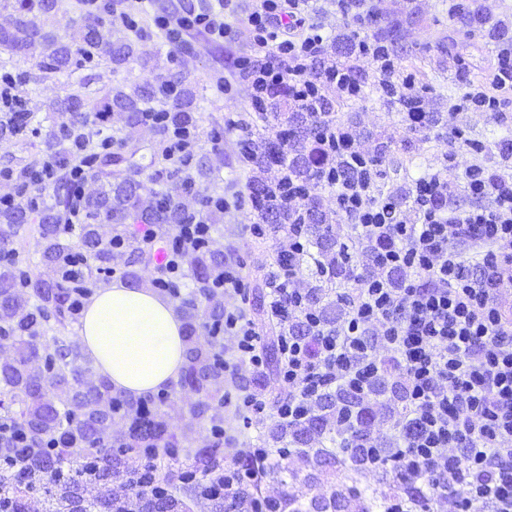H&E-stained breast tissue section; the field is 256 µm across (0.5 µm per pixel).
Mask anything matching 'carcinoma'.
<instances>
[{
    "label": "carcinoma",
    "mask_w": 512,
    "mask_h": 512,
    "mask_svg": "<svg viewBox=\"0 0 512 512\" xmlns=\"http://www.w3.org/2000/svg\"><path fill=\"white\" fill-rule=\"evenodd\" d=\"M50 0H14L9 25L0 27V69H12L13 58L31 57L39 68L65 77L62 96L56 110L68 120L65 130L72 136L84 127L89 117L107 122L115 108L130 109L122 116L128 125L141 121L142 113L151 112L141 90L131 93L111 90L88 91V82L79 76L84 64L96 56L106 57L118 69L138 55L134 39L112 41V27L97 19L81 27L79 41L63 44L55 40L38 41V14L49 9ZM454 12L466 25L481 30L492 44L512 42V30L480 11L467 0L455 4ZM375 38L396 51H404L403 22L392 19L377 29ZM340 65L355 69L353 43L344 33L336 36ZM192 93L187 89L170 109L164 111L165 126L158 129L163 137L174 131L198 127L201 117L191 108ZM336 99L323 97L318 110L296 108L281 117L279 112H253L249 123L257 131L250 155L252 213L257 223L266 224L273 233H288L289 226L301 229L307 251L296 259L286 250L276 252L270 262L261 265L255 285L256 318L267 333L262 348L264 369L254 373L251 383L265 389L270 376L285 358L279 337L302 336L306 326L297 319H279L265 315L264 290L276 287L280 271L290 264L310 272L308 301L315 306L323 326H336L337 289L353 281L352 256L337 248L334 223L336 216L323 209L315 191L323 185L325 169L332 167L315 137L320 113L334 112ZM10 135L24 134L32 120L29 112H15L8 117ZM43 152L56 167L53 186L37 189L51 202L43 205L37 224L26 229L25 208L17 203L0 209V249L11 248L0 260V337L11 342L12 355L0 361V433L10 437V448L0 465V512H30V501L40 495L42 512H83L85 486L125 480L131 495L125 498L108 490L90 503L94 512H145L146 494L160 512H192L206 503L207 512H249L252 505L265 501L280 512H387L388 502L401 499L406 512H422L427 501L435 498L439 487L426 486L395 471H381L378 479L388 487L381 495L368 494L347 484L359 474L356 463L362 458L361 445L370 436L378 400L388 396L392 405L399 401L396 374L386 372L375 383L371 395L358 398L339 387L320 400L317 409L305 419L288 424L272 421L268 439L273 448L265 461L243 452L235 460L238 468L251 476L249 483L237 487L233 496L224 493V405L226 396H216L224 352V302L212 297L213 281L224 269V251L208 246L194 250L193 261L184 277L205 301L203 316L211 339L200 342L196 324L195 298H181L186 308V362L180 387L196 395L189 405L192 420L209 425L208 444L195 450L191 463L175 467L180 456L181 437L170 429L166 413L142 398L119 397L110 381L94 374L92 359L72 339V326L78 323L83 300L92 294L87 283L102 273L112 272V249L104 245L100 228L107 224L111 238L124 241L128 258L123 275L140 284L151 276L153 286L164 281L167 269L158 264L154 252L144 247L141 229L159 234L187 223L188 215L174 211L171 194L154 190L138 179L152 171L149 182L162 184L183 174L180 188L192 191L200 177L185 172L182 161L171 159L162 148L135 142L121 144L116 152L98 154L86 145L85 159L92 164L94 191L81 201L72 199L67 175L72 155L57 136L44 141ZM16 172L20 190L31 187L30 172L38 164L34 156L8 155ZM308 191L290 203L289 188ZM38 239L43 274L31 279L18 268L19 250L25 248L27 235ZM80 238L82 248L92 261L85 266L82 287L68 274L73 248L71 236ZM342 405L354 422L358 448H337L346 441L333 422L336 406ZM121 419L125 431L112 439L96 427L99 416ZM321 444L317 452L306 451L310 442ZM296 448L288 456V447ZM22 459L18 471L13 462ZM337 475L330 491L302 498L288 490V479H302L310 486L321 484L326 469Z\"/></svg>",
    "instance_id": "obj_1"
}]
</instances>
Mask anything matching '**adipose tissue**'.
<instances>
[{"label":"adipose tissue","mask_w":512,"mask_h":512,"mask_svg":"<svg viewBox=\"0 0 512 512\" xmlns=\"http://www.w3.org/2000/svg\"><path fill=\"white\" fill-rule=\"evenodd\" d=\"M184 325L169 297L115 281L91 297L77 339L95 371L109 376L114 392L146 397L179 379L185 363Z\"/></svg>","instance_id":"adipose-tissue-1"}]
</instances>
